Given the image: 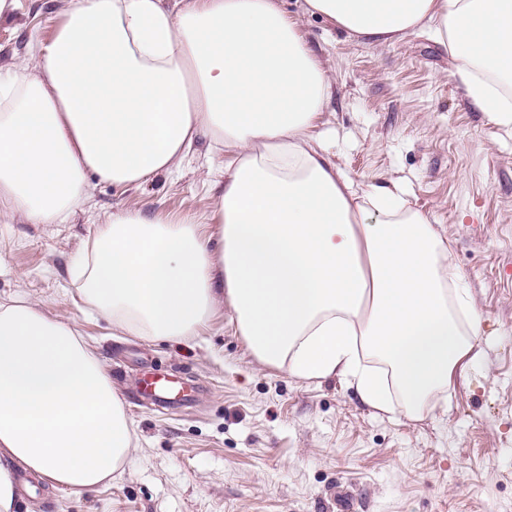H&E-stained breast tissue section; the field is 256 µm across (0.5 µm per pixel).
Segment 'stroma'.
I'll list each match as a JSON object with an SVG mask.
<instances>
[{
  "label": "stroma",
  "mask_w": 512,
  "mask_h": 512,
  "mask_svg": "<svg viewBox=\"0 0 512 512\" xmlns=\"http://www.w3.org/2000/svg\"><path fill=\"white\" fill-rule=\"evenodd\" d=\"M282 0L332 94L312 132L359 188L399 183L447 238L481 317L478 361L448 404L420 418L375 414L344 379L301 381L257 361L231 307L197 335L156 342L88 312L73 260L112 212L203 214L224 156L200 136L172 173L139 186L93 181L66 224L0 223V300L24 296L83 332L124 401L136 448L92 491L36 487L25 512H512V129L465 97L423 31L368 43ZM67 0H14L0 14V76L48 41ZM185 382L183 406L136 402L143 377Z\"/></svg>",
  "instance_id": "35a3bbf8"
}]
</instances>
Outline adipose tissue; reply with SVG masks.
<instances>
[{
	"label": "adipose tissue",
	"mask_w": 512,
	"mask_h": 512,
	"mask_svg": "<svg viewBox=\"0 0 512 512\" xmlns=\"http://www.w3.org/2000/svg\"><path fill=\"white\" fill-rule=\"evenodd\" d=\"M373 43L431 34L466 97L512 127V0H305ZM33 67L0 83V222L64 224L92 179L141 185L199 135L230 153L203 215L113 212L70 270L84 305L153 340L195 335L223 304L263 364L349 380L416 416L477 357L480 318L448 243L400 186L355 187L313 136L332 83L280 0H69ZM133 431L102 362L39 304L0 303V512L17 472L92 490Z\"/></svg>",
	"instance_id": "adipose-tissue-1"
}]
</instances>
